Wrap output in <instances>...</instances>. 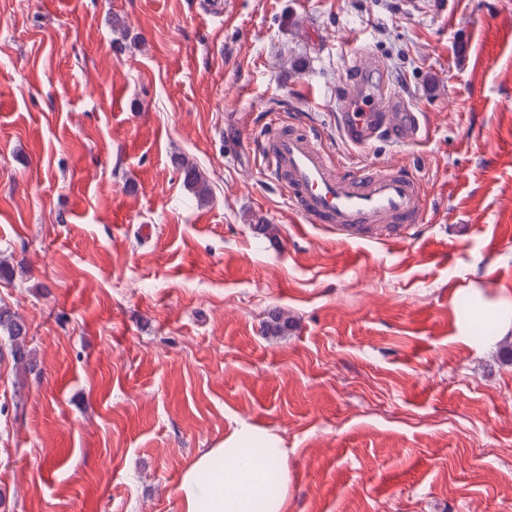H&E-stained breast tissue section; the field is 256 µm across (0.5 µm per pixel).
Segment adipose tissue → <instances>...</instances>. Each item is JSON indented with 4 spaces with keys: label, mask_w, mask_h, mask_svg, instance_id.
Instances as JSON below:
<instances>
[{
    "label": "adipose tissue",
    "mask_w": 512,
    "mask_h": 512,
    "mask_svg": "<svg viewBox=\"0 0 512 512\" xmlns=\"http://www.w3.org/2000/svg\"><path fill=\"white\" fill-rule=\"evenodd\" d=\"M482 310L497 316V333L476 336L472 322L461 325L465 344L483 347L512 336V299L478 295ZM286 453L272 430L243 422L217 447L200 454L183 472L177 493L184 512H284Z\"/></svg>",
    "instance_id": "obj_1"
}]
</instances>
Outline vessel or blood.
I'll list each match as a JSON object with an SVG mask.
<instances>
[{
    "label": "vessel or blood",
    "mask_w": 512,
    "mask_h": 512,
    "mask_svg": "<svg viewBox=\"0 0 512 512\" xmlns=\"http://www.w3.org/2000/svg\"><path fill=\"white\" fill-rule=\"evenodd\" d=\"M379 61L360 53L346 73L337 122L349 143L361 146L378 134L397 140L417 137L421 125L391 85L368 90L365 81L383 74ZM264 155L290 208L312 224L332 225L337 234L399 242L422 220L420 183L388 165L357 176L339 173L321 140L276 128Z\"/></svg>",
    "instance_id": "b4317fda"
}]
</instances>
